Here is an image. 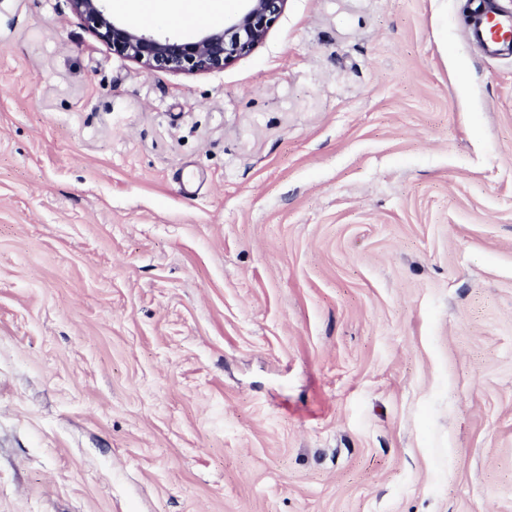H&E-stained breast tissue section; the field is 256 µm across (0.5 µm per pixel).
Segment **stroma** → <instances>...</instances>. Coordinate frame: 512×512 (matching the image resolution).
<instances>
[{"label":"stroma","mask_w":512,"mask_h":512,"mask_svg":"<svg viewBox=\"0 0 512 512\" xmlns=\"http://www.w3.org/2000/svg\"><path fill=\"white\" fill-rule=\"evenodd\" d=\"M467 26L287 0L184 75L0 0V512H512V58Z\"/></svg>","instance_id":"obj_1"}]
</instances>
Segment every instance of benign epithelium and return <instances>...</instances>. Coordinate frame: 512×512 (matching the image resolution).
Instances as JSON below:
<instances>
[{
  "label": "benign epithelium",
  "mask_w": 512,
  "mask_h": 512,
  "mask_svg": "<svg viewBox=\"0 0 512 512\" xmlns=\"http://www.w3.org/2000/svg\"><path fill=\"white\" fill-rule=\"evenodd\" d=\"M108 0H69L71 10L112 52L148 68L177 74L220 70L251 54L282 14L287 0H239L224 26L188 38L159 35L115 17Z\"/></svg>",
  "instance_id": "1"
}]
</instances>
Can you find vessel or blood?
Listing matches in <instances>:
<instances>
[{
    "label": "vessel or blood",
    "instance_id": "vessel-or-blood-1",
    "mask_svg": "<svg viewBox=\"0 0 512 512\" xmlns=\"http://www.w3.org/2000/svg\"><path fill=\"white\" fill-rule=\"evenodd\" d=\"M469 4L473 18L469 39L481 46L485 56L512 57V12L498 11L489 0H469Z\"/></svg>",
    "mask_w": 512,
    "mask_h": 512
}]
</instances>
